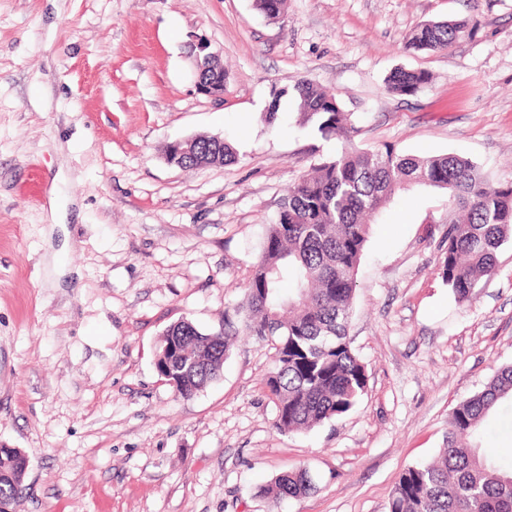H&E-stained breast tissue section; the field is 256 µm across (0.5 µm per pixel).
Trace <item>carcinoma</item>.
Segmentation results:
<instances>
[{"instance_id": "carcinoma-1", "label": "carcinoma", "mask_w": 512, "mask_h": 512, "mask_svg": "<svg viewBox=\"0 0 512 512\" xmlns=\"http://www.w3.org/2000/svg\"><path fill=\"white\" fill-rule=\"evenodd\" d=\"M268 20L279 18L285 0H252ZM465 33L460 23L427 22L409 41L417 51L446 50ZM431 82L425 70L398 68L386 78L396 95H413ZM300 122L327 136L359 131L354 114L336 95L311 82L293 86ZM288 88L274 87L264 111L276 120ZM202 157L186 158L190 170L236 160L229 144L202 146ZM446 189L452 198L448 228L439 245L440 269L461 300L493 273L497 252L512 236V183L491 184L469 160L453 154L405 156L388 149L345 148L317 165L314 174L288 187L261 255L247 281L246 300L224 311V328L205 333L181 320L161 336L155 363L177 395L189 398L218 378L236 336H255L274 349L265 387L276 405L280 432L311 429L352 410L367 386L366 367L351 349L346 331L353 313L358 268L369 238L368 218L404 184ZM512 398V365L501 367L485 388L461 402L448 418L447 447L437 458L403 470L388 512H512V470L501 469L493 450L476 438L503 399ZM27 456L0 453V500L14 501L27 472ZM315 488L300 466L276 475L258 496L278 502Z\"/></svg>"}]
</instances>
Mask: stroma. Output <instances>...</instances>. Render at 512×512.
I'll return each mask as SVG.
<instances>
[{
    "label": "stroma",
    "mask_w": 512,
    "mask_h": 512,
    "mask_svg": "<svg viewBox=\"0 0 512 512\" xmlns=\"http://www.w3.org/2000/svg\"><path fill=\"white\" fill-rule=\"evenodd\" d=\"M426 21L464 24L444 51ZM205 40L223 98L195 85ZM428 71L411 96L395 69ZM307 80L358 118L352 139L300 125ZM224 136L237 160L183 170L166 143ZM455 154L512 183V0H0V448L30 464L15 512H388L401 472L446 445L448 415L512 364V238L472 300L442 278L446 191L395 192L372 219L351 347L366 392L347 414L281 433L263 379L273 351L238 337L191 398L155 368L182 319L224 325L244 301L288 186L343 148ZM512 468V401L481 431ZM307 466L318 487L257 496ZM464 29L460 23L427 22L414 30L409 44L417 51L447 50L464 35ZM208 49H209V45L203 41L198 42L197 44H194V46L192 47V50L194 53V58H195V70H196V79H197V80L195 79V84L200 93L207 95V96L223 98V96H224V76H223V80L221 82V85L223 86V88H222V90H220L219 93L206 92V91L202 90L201 86H200L203 71H205V69H207L209 66L214 65L217 61L220 62L218 55L208 51ZM209 63L212 65H209ZM205 64H206V66H205ZM431 82V75L425 70L398 68L386 78V88L396 95H413Z\"/></svg>",
    "instance_id": "stroma-1"
}]
</instances>
